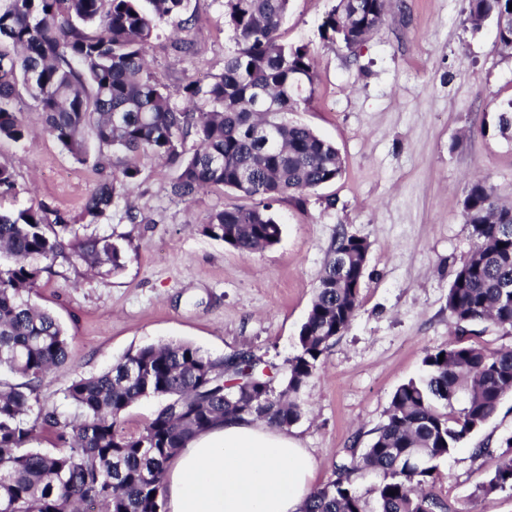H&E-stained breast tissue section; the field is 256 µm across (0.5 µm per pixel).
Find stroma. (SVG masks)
<instances>
[{
    "mask_svg": "<svg viewBox=\"0 0 512 512\" xmlns=\"http://www.w3.org/2000/svg\"><path fill=\"white\" fill-rule=\"evenodd\" d=\"M333 5L292 0L280 33L309 48L318 73L314 98L291 118L336 147L343 172L273 202L282 236L272 248L246 256L205 235L211 212L244 197L212 188L175 198V167L149 157L138 159L132 191L90 221L84 204L112 166L76 162L36 112L25 115V142L0 141V165L13 168L17 183L16 193L0 196L1 211L44 205L78 235L117 242L125 261L119 273L92 276L63 258L44 260L32 301L60 321L71 354L38 386L41 405L73 417L63 392L74 379L160 342H187L213 358L249 350L284 374L327 252L344 231L371 244L360 304L302 389L305 413L288 429L314 457L313 483L321 487L368 447L392 394L421 374L427 353L457 339L447 299L473 246L462 214L465 182L486 177L512 203V132L497 128L512 101V56L501 53L493 19L472 27L468 0H406L405 12L351 49L321 37ZM189 11L194 55L171 50L174 19L150 51L155 76L173 90L220 73L233 46L220 0H190ZM130 208L140 222L127 220ZM510 436L512 396L438 462L434 490L454 512H512V490L480 494L489 471L476 454Z\"/></svg>",
    "mask_w": 512,
    "mask_h": 512,
    "instance_id": "obj_1",
    "label": "stroma"
}]
</instances>
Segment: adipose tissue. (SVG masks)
Masks as SVG:
<instances>
[{
    "instance_id": "ef3b65f1",
    "label": "adipose tissue",
    "mask_w": 512,
    "mask_h": 512,
    "mask_svg": "<svg viewBox=\"0 0 512 512\" xmlns=\"http://www.w3.org/2000/svg\"><path fill=\"white\" fill-rule=\"evenodd\" d=\"M313 457L286 429L249 416L197 434L171 461L169 512H299Z\"/></svg>"
}]
</instances>
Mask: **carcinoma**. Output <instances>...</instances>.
Listing matches in <instances>:
<instances>
[{
    "mask_svg": "<svg viewBox=\"0 0 512 512\" xmlns=\"http://www.w3.org/2000/svg\"><path fill=\"white\" fill-rule=\"evenodd\" d=\"M188 2L0 0V140L29 137L17 108L22 89L30 111L41 113L75 161L88 160L90 136L126 159L88 197L85 216H107L117 189L137 182L134 160L153 157L177 168L170 184L177 198L215 187L252 199L211 213L202 231L241 254L261 252L282 234L271 202L342 174L336 147L288 120L314 97L317 71L307 46L281 40L291 0H222L234 41L223 71L204 86L188 80L170 91L153 77L148 52L161 25ZM468 3L474 27L495 19L498 44L511 56L512 0ZM388 14L389 0H338L322 37L353 48ZM175 96L201 99L205 107L180 108ZM269 112L279 123L270 140L262 135ZM462 211L475 243L448 288V316L462 328L490 322L512 331V204L474 177ZM369 250L363 237L337 235L281 387L251 351L212 359L186 342L150 344L102 373L74 379L64 399L80 414L68 420L32 398L43 377L70 357L62 325L31 303L44 272L33 261L65 254L109 275L123 269L122 249L107 238L78 237L39 205L0 213V369L26 378L0 383V512H166L167 464L197 433L242 415L280 428L298 422V394L359 306ZM423 366L422 378L395 390L369 447L339 465L336 479L314 489L301 512H452L433 491L436 462L512 395V347L490 349L461 336L428 353ZM148 397L160 401L153 417L139 433L126 432L124 413ZM40 427L55 431L54 451L31 447ZM476 453L491 467L479 492L512 489V436L497 452ZM371 473L381 481L369 511L355 484Z\"/></svg>",
    "mask_w": 512,
    "mask_h": 512,
    "instance_id": "cac0c4a2",
    "label": "carcinoma"
}]
</instances>
